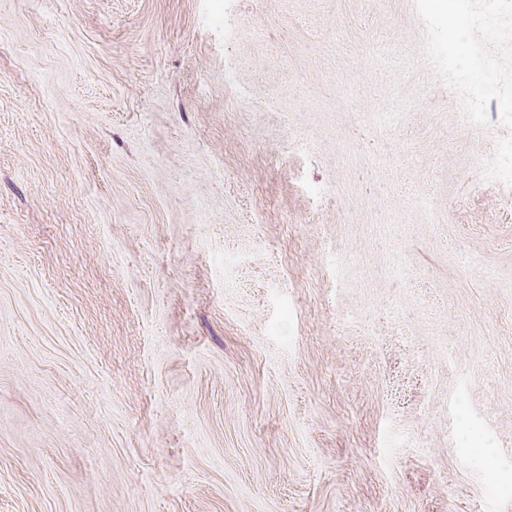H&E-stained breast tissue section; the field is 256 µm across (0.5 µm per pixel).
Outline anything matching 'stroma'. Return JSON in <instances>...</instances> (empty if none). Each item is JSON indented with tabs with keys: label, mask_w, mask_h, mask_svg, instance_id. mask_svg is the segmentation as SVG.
Segmentation results:
<instances>
[{
	"label": "stroma",
	"mask_w": 512,
	"mask_h": 512,
	"mask_svg": "<svg viewBox=\"0 0 512 512\" xmlns=\"http://www.w3.org/2000/svg\"><path fill=\"white\" fill-rule=\"evenodd\" d=\"M414 0H0V512H512V188Z\"/></svg>",
	"instance_id": "1"
}]
</instances>
